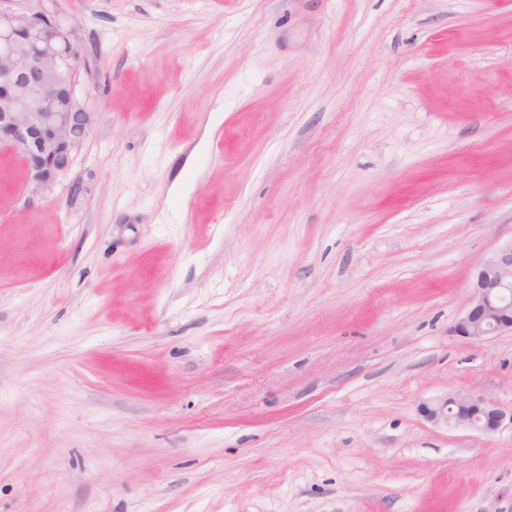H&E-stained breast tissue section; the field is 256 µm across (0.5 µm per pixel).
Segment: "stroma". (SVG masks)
<instances>
[{
    "instance_id": "stroma-1",
    "label": "stroma",
    "mask_w": 512,
    "mask_h": 512,
    "mask_svg": "<svg viewBox=\"0 0 512 512\" xmlns=\"http://www.w3.org/2000/svg\"><path fill=\"white\" fill-rule=\"evenodd\" d=\"M74 23L53 196L0 142V512H512V0H5ZM78 194H71L72 185ZM512 241L500 246L475 270L471 299L452 332L466 339L512 333ZM422 410L436 424L483 433L496 432L507 418L506 412L494 401L460 392L448 393L445 398L425 404Z\"/></svg>"
}]
</instances>
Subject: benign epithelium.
<instances>
[{"label":"benign epithelium","instance_id":"benign-epithelium-1","mask_svg":"<svg viewBox=\"0 0 512 512\" xmlns=\"http://www.w3.org/2000/svg\"><path fill=\"white\" fill-rule=\"evenodd\" d=\"M80 53L66 19L44 11L0 8V142L22 162L32 192L52 195L69 173L95 113L79 101ZM452 332L466 339L512 333V241L475 270L471 299ZM425 416L449 428L483 433L512 424L497 403L453 392L423 406Z\"/></svg>","mask_w":512,"mask_h":512}]
</instances>
